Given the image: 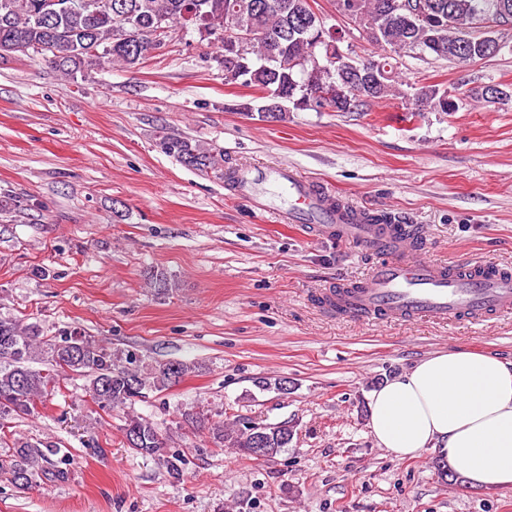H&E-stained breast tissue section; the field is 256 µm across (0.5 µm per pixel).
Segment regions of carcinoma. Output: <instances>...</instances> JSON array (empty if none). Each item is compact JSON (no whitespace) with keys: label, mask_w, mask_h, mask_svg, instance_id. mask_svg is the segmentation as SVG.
I'll return each instance as SVG.
<instances>
[{"label":"carcinoma","mask_w":512,"mask_h":512,"mask_svg":"<svg viewBox=\"0 0 512 512\" xmlns=\"http://www.w3.org/2000/svg\"><path fill=\"white\" fill-rule=\"evenodd\" d=\"M0 0V58L43 55L64 76L104 63L124 68L143 64L148 49L157 39L159 23L204 28L229 40L230 19L240 18L255 32L252 43L241 51L219 56L224 82L244 80V86L264 93L260 104L275 111L274 119L286 118L289 109L338 107L351 99L350 109L396 95L400 58L427 53L449 62L474 63L495 56L484 35L475 33L484 16L502 26H512V0H336L344 6L366 10L371 41L382 51L377 59L356 60L359 71L345 74L336 62L321 55L308 60L311 38L317 26H307L308 0ZM424 106L440 112H456L459 103L434 85L422 86ZM488 103L502 101L508 91L490 85L467 90ZM164 152L198 170L224 166V155L203 149L185 136H167ZM75 332L48 337L40 326L14 317L0 316V419L33 414L37 401L51 395L59 377L77 375L87 379V393L103 409L126 408L154 392H162L193 370L177 364L172 378L167 363H148L134 354H119ZM46 359L52 372L31 366L37 357ZM124 439L137 435L134 452L162 461L168 475L182 476L186 460L179 452L163 455L168 438L151 420L127 413L122 427ZM265 440L263 459L272 460L293 438L288 423L261 430L249 425L219 424L213 439L223 447L257 459L252 448L257 437ZM65 460L50 461L23 441L13 443L0 468L11 483L26 490L51 476L65 480Z\"/></svg>","instance_id":"1"}]
</instances>
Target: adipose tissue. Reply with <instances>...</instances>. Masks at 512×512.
<instances>
[{
  "mask_svg": "<svg viewBox=\"0 0 512 512\" xmlns=\"http://www.w3.org/2000/svg\"><path fill=\"white\" fill-rule=\"evenodd\" d=\"M368 407L375 442L395 457L436 449L471 485L512 487V360L440 352L386 380Z\"/></svg>",
  "mask_w": 512,
  "mask_h": 512,
  "instance_id": "1",
  "label": "adipose tissue"
}]
</instances>
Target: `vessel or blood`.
Here are the masks:
<instances>
[{
    "mask_svg": "<svg viewBox=\"0 0 512 512\" xmlns=\"http://www.w3.org/2000/svg\"><path fill=\"white\" fill-rule=\"evenodd\" d=\"M288 186V217L316 234L355 242L380 262L366 278L320 291L322 308L380 321L456 319L481 322L512 313V271L498 266L453 270L427 258L404 224L371 223L367 212L335 201L322 187L287 169L274 171Z\"/></svg>",
    "mask_w": 512,
    "mask_h": 512,
    "instance_id": "vessel-or-blood-1",
    "label": "vessel or blood"
}]
</instances>
